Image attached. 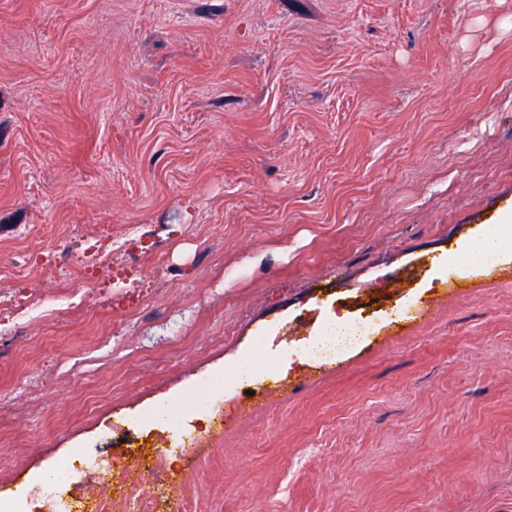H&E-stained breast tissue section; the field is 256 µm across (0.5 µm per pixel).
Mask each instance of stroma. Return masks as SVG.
Instances as JSON below:
<instances>
[{"mask_svg":"<svg viewBox=\"0 0 512 512\" xmlns=\"http://www.w3.org/2000/svg\"><path fill=\"white\" fill-rule=\"evenodd\" d=\"M507 211L512 0H0V498L265 333L179 512H512ZM512 214H509L503 221L500 232L496 235L487 236L483 239L481 248L493 254L508 255L509 253L504 251L503 243L505 240L512 238ZM372 327V321L369 318H348V320L338 326L327 321L320 333V343L308 352V356L323 357L336 352L355 341L359 336L367 333Z\"/></svg>","mask_w":512,"mask_h":512,"instance_id":"1","label":"stroma"}]
</instances>
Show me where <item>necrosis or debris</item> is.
Listing matches in <instances>:
<instances>
[{"label": "necrosis or debris", "instance_id": "obj_1", "mask_svg": "<svg viewBox=\"0 0 512 512\" xmlns=\"http://www.w3.org/2000/svg\"><path fill=\"white\" fill-rule=\"evenodd\" d=\"M371 327V320L364 317L348 319L339 326L325 323L319 333L320 342L310 354L314 357L332 354ZM220 387L204 385L197 395L153 420V427L170 439L195 441L196 428L189 424L187 416L195 408L200 415L213 418L214 406L221 396ZM173 457V451L163 448L154 451L144 462L161 490L155 496L142 493L131 480L126 455L110 457L74 449L53 463V478L34 484L23 500L12 503L11 512H172L183 493L182 486L169 477Z\"/></svg>", "mask_w": 512, "mask_h": 512}]
</instances>
